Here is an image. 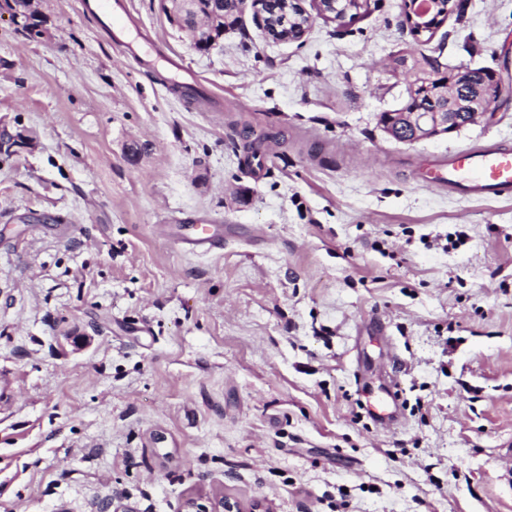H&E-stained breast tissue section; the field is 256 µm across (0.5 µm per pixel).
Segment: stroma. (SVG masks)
<instances>
[{
	"label": "stroma",
	"instance_id": "obj_1",
	"mask_svg": "<svg viewBox=\"0 0 512 512\" xmlns=\"http://www.w3.org/2000/svg\"><path fill=\"white\" fill-rule=\"evenodd\" d=\"M85 2L33 0L42 39L0 16V132L34 141L0 150V512H512V200L418 179L512 146V101L378 125L403 48L512 84V0L428 40L403 0L284 42L248 7L207 51L161 0L121 31ZM190 219L240 235L189 255Z\"/></svg>",
	"mask_w": 512,
	"mask_h": 512
}]
</instances>
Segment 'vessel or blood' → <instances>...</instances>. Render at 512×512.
<instances>
[{
	"label": "vessel or blood",
	"instance_id": "obj_1",
	"mask_svg": "<svg viewBox=\"0 0 512 512\" xmlns=\"http://www.w3.org/2000/svg\"><path fill=\"white\" fill-rule=\"evenodd\" d=\"M423 184L447 188L474 199L512 197V149L496 143L459 151L426 165ZM233 227L206 222L179 225L176 239L189 254H208L224 247Z\"/></svg>",
	"mask_w": 512,
	"mask_h": 512
}]
</instances>
